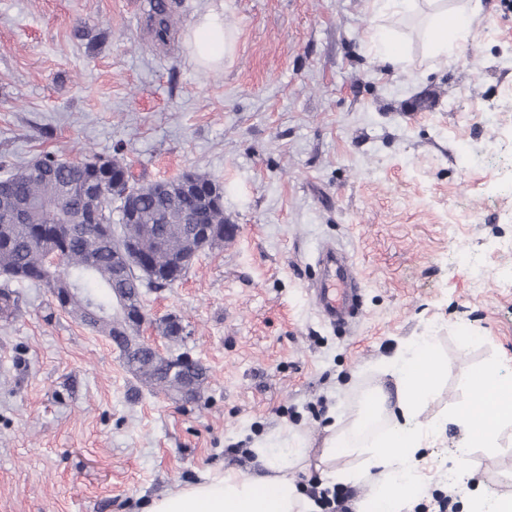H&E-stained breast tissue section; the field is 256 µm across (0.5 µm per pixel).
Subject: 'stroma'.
Returning <instances> with one entry per match:
<instances>
[{
  "mask_svg": "<svg viewBox=\"0 0 512 512\" xmlns=\"http://www.w3.org/2000/svg\"><path fill=\"white\" fill-rule=\"evenodd\" d=\"M483 29L447 65L397 16L408 62L390 70L367 44L370 0H182L175 41L154 46L146 0H0V155L82 148L144 180L192 171L224 189L238 227L173 287L145 292L151 319L180 318L162 353L204 366L202 398L140 384L108 337L58 308L46 288L9 282L0 318V512H144L165 492L225 469L256 472L253 448L301 449L298 485L349 493L362 458L321 464L385 364L422 336L447 366L421 420L475 395L480 370L512 378V0H484ZM218 10L235 37L222 69L194 65L187 35ZM342 246L360 279L357 325L323 320L310 295L320 251ZM468 251L487 271L458 261ZM480 337L462 347L463 334ZM448 427L418 453L427 491L412 512H452L512 494V426L496 450L460 454ZM463 475L448 489L447 478Z\"/></svg>",
  "mask_w": 512,
  "mask_h": 512,
  "instance_id": "stroma-1",
  "label": "stroma"
}]
</instances>
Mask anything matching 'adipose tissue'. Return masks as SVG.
I'll return each mask as SVG.
<instances>
[{
    "mask_svg": "<svg viewBox=\"0 0 512 512\" xmlns=\"http://www.w3.org/2000/svg\"><path fill=\"white\" fill-rule=\"evenodd\" d=\"M375 18L370 41L373 59L391 69L401 68L405 60L404 42L399 33L381 23L387 15L419 19L430 54L439 63H447L453 46L468 39L482 25V0H463L449 8L448 0H371ZM194 61L214 68L223 65L233 49L231 32L217 13L202 15L191 33ZM443 361L435 345L424 340L409 354L394 359L389 374L394 391H371L362 401L350 429L325 439L322 458L333 462L337 454L366 455L377 471L372 488L362 508L373 512L375 506L387 505V512H407L413 497L420 493L415 454L434 433L455 425L471 444L493 443L503 426L512 425V401H503L504 385L498 384L492 368H485L475 385L481 398L480 408L493 418L491 424L479 425L474 415L457 410L451 419L434 420L416 426L422 406L435 394L441 383ZM384 424L383 437L366 441L364 435L377 424ZM264 474L225 470L207 475L203 480L168 491L155 498L148 512H312L313 502L302 495L290 473L298 465L297 453L268 454L258 449Z\"/></svg>",
    "mask_w": 512,
    "mask_h": 512,
    "instance_id": "adipose-tissue-1",
    "label": "adipose tissue"
}]
</instances>
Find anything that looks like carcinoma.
<instances>
[{"mask_svg":"<svg viewBox=\"0 0 512 512\" xmlns=\"http://www.w3.org/2000/svg\"><path fill=\"white\" fill-rule=\"evenodd\" d=\"M179 4L180 0H148L143 29L155 45L166 47L175 38ZM83 159V168L71 170L68 162L51 153L20 166L0 158V168L8 170L7 183L0 187V275L40 283L50 290L77 289L65 310L79 322L110 336L112 317L102 312L112 308V289L125 288L131 295H140L142 289L151 286L137 272L113 283L112 239L125 235L141 238L154 266L162 269L170 254L185 246L182 225L191 213V202L179 178L145 182L118 159L92 150L85 151ZM114 175L127 180L137 193V217L132 224H121L115 217L120 205L112 196ZM193 177L197 185L214 193L215 202L205 215L207 223L226 224L221 185L206 175L195 173ZM21 206L26 207L22 222H4V215ZM88 213L99 214L102 223L78 226L77 218ZM147 224L168 225L162 243L143 234ZM91 234L97 237L92 251L87 241ZM46 240L64 248L61 262L54 268L47 267L44 260ZM151 287L166 288L168 284ZM158 362L159 358L145 352L136 358L133 374L160 392H175L176 381L155 378Z\"/></svg>","mask_w":512,"mask_h":512,"instance_id":"obj_1","label":"carcinoma"}]
</instances>
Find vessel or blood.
<instances>
[{"mask_svg": "<svg viewBox=\"0 0 512 512\" xmlns=\"http://www.w3.org/2000/svg\"><path fill=\"white\" fill-rule=\"evenodd\" d=\"M322 276L314 286V301L320 315L330 322H342L359 310L354 289V266L343 252L325 248L319 259Z\"/></svg>", "mask_w": 512, "mask_h": 512, "instance_id": "obj_1", "label": "vessel or blood"}]
</instances>
